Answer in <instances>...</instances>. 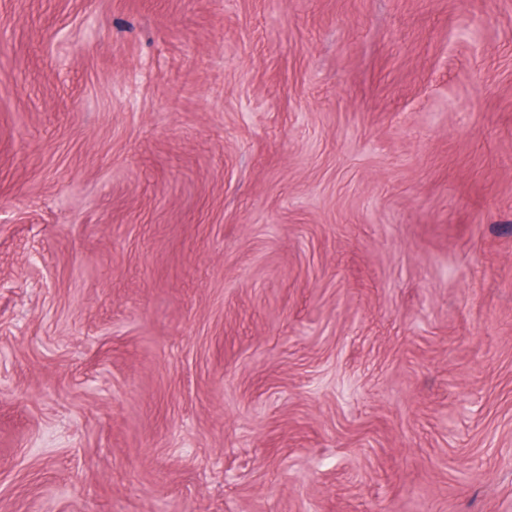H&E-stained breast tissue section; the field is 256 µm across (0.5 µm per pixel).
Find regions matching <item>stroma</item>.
<instances>
[{
	"mask_svg": "<svg viewBox=\"0 0 512 512\" xmlns=\"http://www.w3.org/2000/svg\"><path fill=\"white\" fill-rule=\"evenodd\" d=\"M512 512V0H0V512Z\"/></svg>",
	"mask_w": 512,
	"mask_h": 512,
	"instance_id": "1",
	"label": "stroma"
}]
</instances>
